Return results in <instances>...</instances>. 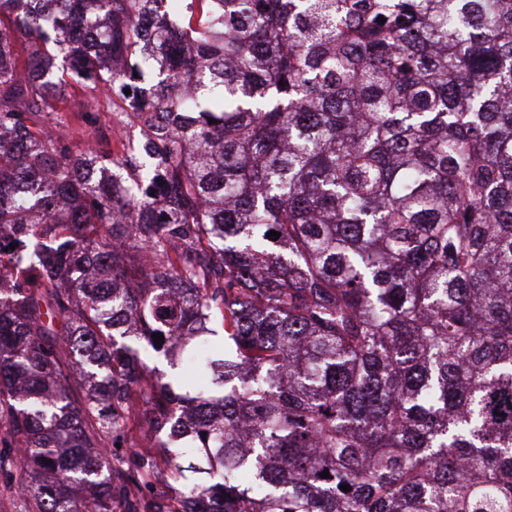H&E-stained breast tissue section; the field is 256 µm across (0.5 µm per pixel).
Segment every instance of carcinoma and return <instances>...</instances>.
<instances>
[{"instance_id": "obj_1", "label": "carcinoma", "mask_w": 512, "mask_h": 512, "mask_svg": "<svg viewBox=\"0 0 512 512\" xmlns=\"http://www.w3.org/2000/svg\"><path fill=\"white\" fill-rule=\"evenodd\" d=\"M2 224L28 512H512V0H0ZM70 93L74 94L73 90L68 88L65 97L56 99L55 108L58 112H51L46 118L45 130L47 133L53 132L56 129L55 122L59 118L67 121L69 139L74 151L91 145L96 146L98 142L102 147L111 150L116 158H120L123 150L122 142L127 141L129 137H140L139 127L121 114L119 100H114L116 105H111V107H107L102 101L104 105L98 108L95 102V97H98L97 92L91 88L78 87L79 98L91 102L96 110V112H89L91 113L89 120L84 121L78 114L81 112H70L74 98L70 96Z\"/></svg>"}]
</instances>
